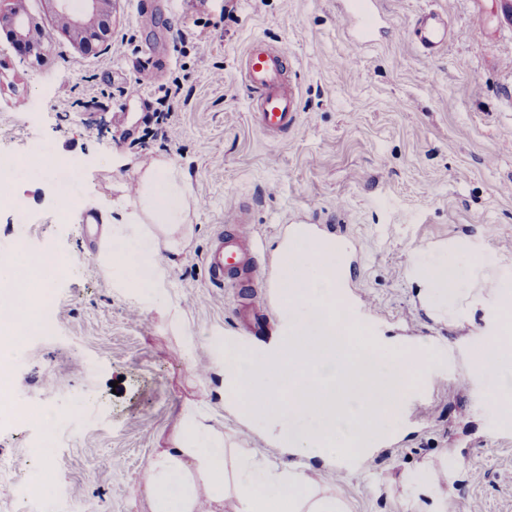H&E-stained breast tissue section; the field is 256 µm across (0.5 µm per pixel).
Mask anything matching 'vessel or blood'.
<instances>
[{
    "label": "vessel or blood",
    "mask_w": 512,
    "mask_h": 512,
    "mask_svg": "<svg viewBox=\"0 0 512 512\" xmlns=\"http://www.w3.org/2000/svg\"><path fill=\"white\" fill-rule=\"evenodd\" d=\"M375 0H362L356 13L360 30L348 37L350 56H357L372 42ZM413 40L428 55H436L448 43V21L436 12L422 14L413 29ZM288 48L283 43L263 39L252 41L241 59L242 83L247 91L249 110L257 127L267 136L288 133L299 123L298 92L289 78ZM266 251L259 235L217 232L203 254V263L214 285L235 289L258 288L270 296L274 281L257 262ZM247 335L262 336L267 323L251 302H242L236 310Z\"/></svg>",
    "instance_id": "vessel-or-blood-1"
}]
</instances>
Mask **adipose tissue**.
Listing matches in <instances>:
<instances>
[{"mask_svg": "<svg viewBox=\"0 0 512 512\" xmlns=\"http://www.w3.org/2000/svg\"><path fill=\"white\" fill-rule=\"evenodd\" d=\"M197 205L183 172L165 159L152 161L140 176L137 197L119 208L111 226L107 274L125 287L149 289L153 303H169L167 290L158 285L155 257L162 249L178 255L180 241L169 230L187 223ZM429 276L437 285L431 306L438 313H447L450 302L462 294L475 307L485 301L482 289H463L453 266L433 267ZM493 294L501 318L473 364L475 371L486 374L512 364V290L497 288ZM144 485L151 512H198L203 494L213 512H223L228 498L235 499L236 512H271L275 507L280 512H347L310 471L288 469L225 447L223 433L190 410L182 414L172 447L150 463Z\"/></svg>", "mask_w": 512, "mask_h": 512, "instance_id": "1", "label": "adipose tissue"}]
</instances>
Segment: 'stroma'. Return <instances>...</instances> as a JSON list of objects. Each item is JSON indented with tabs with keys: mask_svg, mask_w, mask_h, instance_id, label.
<instances>
[{
	"mask_svg": "<svg viewBox=\"0 0 512 512\" xmlns=\"http://www.w3.org/2000/svg\"><path fill=\"white\" fill-rule=\"evenodd\" d=\"M156 23L141 27L137 0H114L108 45L85 53L57 24L47 0H0L51 37L42 55L0 29V149L61 154L76 169L78 201L57 221V177L18 166L8 190L21 210L0 211V261L51 250L67 268L48 295L56 336L15 353L13 388L29 412L43 411L40 448L32 427L0 432V512H28L14 485L44 475L40 512H62L61 497L97 512H149L143 480L182 412L199 406L228 448L291 464L266 421L242 425L229 409L224 351L269 356L285 322L279 306L265 336L243 337L237 299L215 287L203 266L210 238L236 205L250 208L245 233H262L282 264L283 225H318L340 246L342 288L373 304L365 318L346 307L352 340L400 338L433 349L420 420L394 415L372 455L347 467L310 464L349 512H456L461 497L485 512H512V420L486 410L501 379L472 362L498 324L494 303L458 300L442 316L424 307L433 286L424 267H459L476 288L512 286V19L501 0H378L386 17L374 42L348 55L346 0H150ZM448 19V46L428 57L410 31L422 13ZM257 38L287 44L299 90L300 121L271 139L252 122L238 64ZM151 50L164 73L187 76V100L173 114L178 148L138 141L145 103L161 91L138 84L135 65ZM222 69L223 81L212 78ZM166 158L201 202L184 248L159 281L171 305L153 308L140 288H124L102 267L112 206L138 182L139 166Z\"/></svg>",
	"mask_w": 512,
	"mask_h": 512,
	"instance_id": "obj_1",
	"label": "stroma"
}]
</instances>
